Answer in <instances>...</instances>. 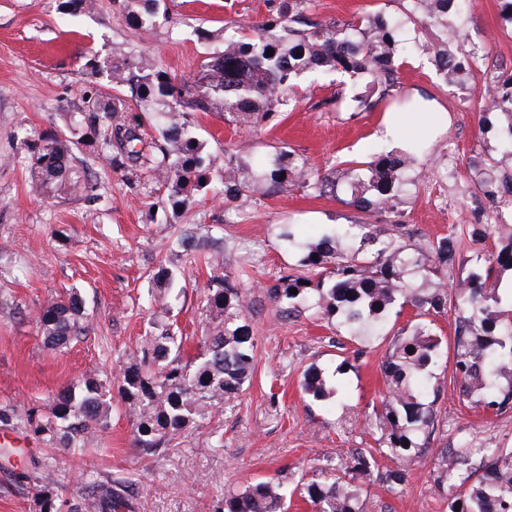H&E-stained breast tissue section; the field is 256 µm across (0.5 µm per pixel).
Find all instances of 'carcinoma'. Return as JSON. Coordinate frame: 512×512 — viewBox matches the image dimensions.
<instances>
[{
	"label": "carcinoma",
	"mask_w": 512,
	"mask_h": 512,
	"mask_svg": "<svg viewBox=\"0 0 512 512\" xmlns=\"http://www.w3.org/2000/svg\"><path fill=\"white\" fill-rule=\"evenodd\" d=\"M148 0H122V17L141 29L154 26L157 13L135 11ZM309 0H278L272 13L245 29L237 27L224 38V51L208 56L191 78L177 79L158 69L143 53L122 66L107 67L91 58L85 64L94 78L104 74L112 88H128L131 105L119 108L99 90L85 91L84 106L70 116L69 134L38 137L28 145L32 191L48 195L75 193L86 188L85 173L75 164L76 152L92 148L115 173L148 166L164 188V201L185 203L212 183L215 158L204 152L191 131L189 113L222 112L227 120L255 129L278 107L291 101L294 80L306 71L329 70L349 79L367 74L368 88L379 98L396 86L395 57L402 53L400 25L382 18L367 25L315 22L304 11ZM413 15L422 26L440 27L441 36L424 45L439 73L464 71L465 47L450 18L460 0H411ZM274 54L267 55L268 50ZM491 110L512 120V88L495 93ZM155 122L159 139L146 142L144 125ZM408 155L385 154L363 168L349 164L337 178L320 177L305 160L279 150L258 181L272 195L298 184L318 191L336 190V179L350 189V204L362 212L390 210L406 185ZM224 197L247 203L252 180L240 179L235 158L224 153ZM488 197L512 194V175L482 179ZM498 224H473L464 230L452 224L448 235L408 248L395 239H381L366 224H337L330 233L304 249L302 269L286 274L266 288L268 297L284 312L305 306L328 320L336 335L359 344L383 335L390 317L406 310L420 320L408 332L393 334L384 364L386 393L373 410L377 448L327 468L318 479L297 481L293 491L312 503L316 512H364L353 490L357 474L375 466V455L418 457L435 430V401L426 400L422 380L443 355L435 318L454 315L452 378L462 399L486 413L512 409V298L503 309L500 273L512 270V232L500 242L493 238ZM468 232L474 241L493 239L480 256L481 271H471L454 288L448 270L465 264L456 249L457 237ZM359 246L342 249L347 239ZM297 293L292 294L290 290ZM207 308L221 329L205 337L194 359L181 353L182 338L169 327L144 340L137 362L123 372L118 388L134 417L135 446L154 454L197 419H203L225 397L242 390L254 368V343L243 313L240 289L217 276L208 285ZM82 301L73 293L47 305L37 320L48 344L63 346L85 330ZM302 388L315 401L333 394L321 369L304 373ZM110 402L99 383L89 380L80 389L63 390L51 409L45 430L57 433L68 448H81L95 428L107 426ZM489 464L472 480L461 468L465 452L443 450L434 470L437 483L456 488L448 512H512V449H489ZM282 482H258L242 492L224 496L223 512H286ZM105 512H121L125 498L97 485Z\"/></svg>",
	"instance_id": "carcinoma-1"
}]
</instances>
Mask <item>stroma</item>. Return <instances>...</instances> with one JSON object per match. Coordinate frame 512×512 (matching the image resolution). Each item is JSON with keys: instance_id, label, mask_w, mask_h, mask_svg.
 <instances>
[{"instance_id": "obj_1", "label": "stroma", "mask_w": 512, "mask_h": 512, "mask_svg": "<svg viewBox=\"0 0 512 512\" xmlns=\"http://www.w3.org/2000/svg\"><path fill=\"white\" fill-rule=\"evenodd\" d=\"M272 7V0H160L155 26L141 30L125 21L118 0L76 13L64 0H0V431L25 441L0 449V512H40L47 498L57 512H101L93 489L100 482L121 487L127 512H220L226 492L272 477H310L374 447L372 406L386 391L390 339L341 350L327 321L306 310L281 312L268 299L266 286L302 258L281 240V227L293 225L301 240L314 242L329 226L364 222L381 238L414 246L447 234L452 223H489L499 203L483 196L477 176L512 174V156L501 148L506 120L486 105L490 90L512 77V23L500 0H467L454 24L481 56L446 80L421 49L437 32L410 21L409 0H312L305 11L346 24L380 14L399 22L415 47L398 68L399 93L419 90L441 111L428 119L399 115L404 136L420 142L409 172L415 183L397 205L401 230L388 213L348 205L341 185L322 194L295 186L273 197L258 186L245 207L206 189L185 206L162 207L147 172L125 178L86 150L79 158L90 192L30 190L27 142L65 131L81 105L88 59L129 61L146 52L159 69L190 78L205 57L223 50L227 25L254 24ZM297 83L296 103L256 132L220 112L194 113L206 152L233 153L248 172L283 146L323 174L343 161L399 152V139L384 132L385 103L367 109L353 99L364 79L323 72ZM333 96L337 104L324 106ZM179 237L185 248L169 252ZM161 264L178 271L181 292L155 304L150 276ZM217 275L243 293L255 349L251 383L180 431L161 454L142 455L128 406L116 394L123 371L143 337L168 323L184 334L186 356L198 353L202 335L216 329L206 295ZM73 288L85 303L86 330L69 346L50 348L37 318ZM311 366L326 372L334 397L315 401L303 393ZM451 371L442 361L426 379L440 391L439 424L422 456L412 463L384 456L359 475L364 512H448L454 490L434 475L440 452L466 440L512 448V410L495 416L472 408L450 384ZM88 380L114 392L108 425L93 430L84 448L63 447L43 426L58 393ZM397 469L406 477L394 485L386 476Z\"/></svg>"}]
</instances>
